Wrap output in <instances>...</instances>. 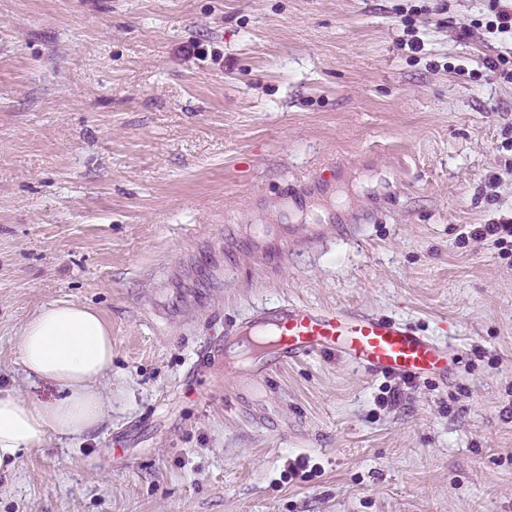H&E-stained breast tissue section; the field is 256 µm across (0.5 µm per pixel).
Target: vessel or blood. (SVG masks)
I'll use <instances>...</instances> for the list:
<instances>
[{"label":"vessel or blood","mask_w":512,"mask_h":512,"mask_svg":"<svg viewBox=\"0 0 512 512\" xmlns=\"http://www.w3.org/2000/svg\"><path fill=\"white\" fill-rule=\"evenodd\" d=\"M250 348L267 352L255 379H265L278 367L315 353H332L375 374H400L412 378L431 376L448 365V347L418 332L402 320L345 309H323L281 302L254 309L223 342L207 348V368L224 361V349L239 339Z\"/></svg>","instance_id":"obj_1"}]
</instances>
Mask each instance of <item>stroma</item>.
I'll return each instance as SVG.
<instances>
[{
    "label": "stroma",
    "mask_w": 512,
    "mask_h": 512,
    "mask_svg": "<svg viewBox=\"0 0 512 512\" xmlns=\"http://www.w3.org/2000/svg\"><path fill=\"white\" fill-rule=\"evenodd\" d=\"M486 13L0 0V390L55 396L16 348L44 305L112 329L109 419L21 454L0 512H512V261L470 235L512 219ZM283 301L407 321L448 374L316 354L251 392L202 367Z\"/></svg>",
    "instance_id": "obj_1"
}]
</instances>
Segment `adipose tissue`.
I'll use <instances>...</instances> for the list:
<instances>
[{"label": "adipose tissue", "mask_w": 512, "mask_h": 512, "mask_svg": "<svg viewBox=\"0 0 512 512\" xmlns=\"http://www.w3.org/2000/svg\"><path fill=\"white\" fill-rule=\"evenodd\" d=\"M17 347L27 379L56 387L42 402L18 389L0 392V471L16 465L21 452L42 447L53 433L80 437L112 412L105 379L112 368V333L92 307L53 302L21 328Z\"/></svg>", "instance_id": "1"}]
</instances>
